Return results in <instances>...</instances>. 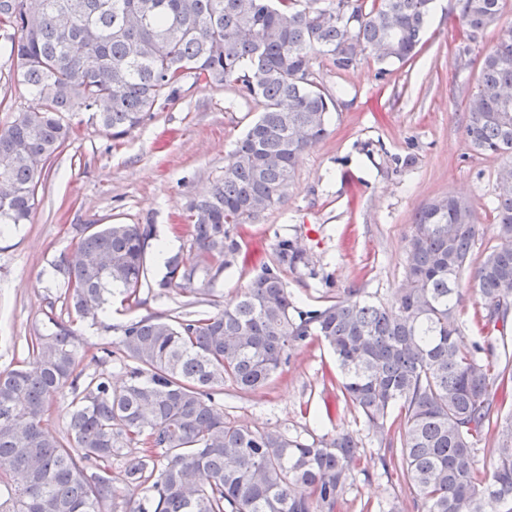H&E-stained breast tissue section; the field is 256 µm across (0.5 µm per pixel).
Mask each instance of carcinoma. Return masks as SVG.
Masks as SVG:
<instances>
[{"label": "carcinoma", "mask_w": 512, "mask_h": 512, "mask_svg": "<svg viewBox=\"0 0 512 512\" xmlns=\"http://www.w3.org/2000/svg\"><path fill=\"white\" fill-rule=\"evenodd\" d=\"M0 0V36L16 77L41 108L0 128V224H28L46 164L70 139L67 115L87 112L113 140L129 135L187 80L234 86L260 107L211 191L189 204L190 249L165 261L159 288L187 305L235 264L237 228L285 198L300 156L326 132L334 97L312 79V55L347 71L370 53L381 64L410 60L434 0ZM470 44L498 25L500 0H461ZM465 132L476 152L512 158V28L479 61ZM492 210L499 244L473 273L476 325L512 313V164L500 173ZM477 233L473 205L448 195L422 208L406 244V283L391 304L349 295L299 308L283 273L307 265L288 238L224 309L133 319L120 328L127 380L92 375L75 394L67 434L45 429L55 396L81 358L76 323L109 313L112 299L140 305L148 285L151 224H103L62 257L74 316L27 343L21 364L0 370V512H102L106 472L124 448L135 487L130 512H335L360 464L349 432L303 441L224 419L214 392L265 388L288 351L316 337L336 357L341 392L370 427L404 413L402 470L426 512H512V415L497 425L500 454L474 468L476 445L496 406L512 400L500 359L506 337L470 348L459 340L460 277Z\"/></svg>", "instance_id": "1"}]
</instances>
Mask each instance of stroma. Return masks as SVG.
I'll return each instance as SVG.
<instances>
[{"label": "stroma", "mask_w": 512, "mask_h": 512, "mask_svg": "<svg viewBox=\"0 0 512 512\" xmlns=\"http://www.w3.org/2000/svg\"><path fill=\"white\" fill-rule=\"evenodd\" d=\"M512 27V0H501L498 29L459 53L460 0H434L416 54L406 64L380 68L372 58L339 71L324 57L313 59L314 80L333 95L327 133L295 167L282 203L259 221L240 226L241 252L207 295L225 305L266 264L278 238L297 241L307 266L287 272L293 300L317 306L351 294L391 303L404 282L405 247L417 213L448 194L471 199L477 234L471 260L480 263L497 243L490 210L506 157L472 150L465 134L467 96L479 79L478 58L497 42L499 28ZM15 67L0 54V126L12 109L32 110V95L16 81ZM258 113L232 87L194 86L176 102L155 108L116 142L90 123L47 163L30 223L0 237V370L14 367L49 317L66 318L65 290L53 265L71 255L74 242L92 224L121 221L153 225L148 249L150 287L131 309L113 304L107 317L77 326L81 375L103 373L122 384L119 361L101 363L102 348L117 349L119 327L149 314L182 310L180 289L157 288L165 273L156 261L160 242L183 223L191 200L206 194L222 175L236 141ZM411 157L409 166L399 158ZM331 351L315 341L292 349L280 374L263 390L240 395L224 389L216 400L230 421L255 429H278L305 440L339 431L356 435L362 462L340 512H425L402 472L384 468L398 453L397 421L369 428L346 402L336 382ZM134 449H123L108 477L115 491L111 512H130L146 487L128 484L125 468Z\"/></svg>", "instance_id": "obj_1"}]
</instances>
